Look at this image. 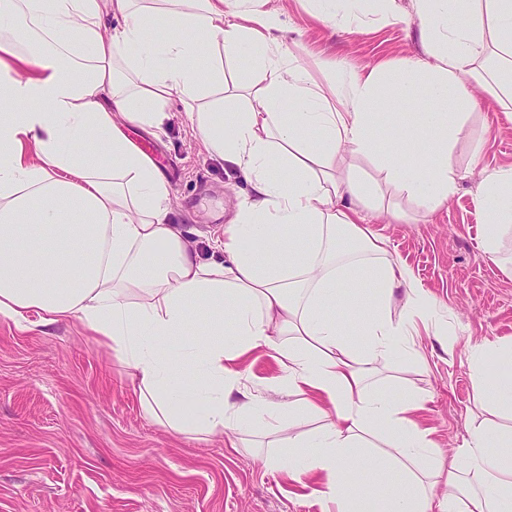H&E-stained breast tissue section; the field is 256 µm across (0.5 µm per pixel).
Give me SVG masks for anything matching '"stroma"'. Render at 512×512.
<instances>
[{
    "mask_svg": "<svg viewBox=\"0 0 512 512\" xmlns=\"http://www.w3.org/2000/svg\"><path fill=\"white\" fill-rule=\"evenodd\" d=\"M276 11L285 57L328 85L334 74L379 67L392 70L427 56L417 26L368 15L357 27L314 15L312 0H249ZM462 132L448 151L457 191L430 213L407 193L388 186L370 156L351 158L360 198L384 208L372 223L392 258L411 268L436 301L452 344L421 336L420 358H404L374 379L392 398L419 394L418 418L432 431L443 462L484 414L468 356L472 346L512 339V272L489 259L481 244V175L512 167V120L496 101L475 90ZM161 135L131 129L172 193L169 223L193 241L202 258L219 259L214 240L251 188L239 171L211 155L200 133L181 119L179 104ZM28 328L0 319V512H322L323 504L264 461L282 453L278 434L252 424L236 445L224 437L202 441L174 434L143 411L125 367L89 339L77 320ZM252 388L279 400L281 370L268 350L238 364Z\"/></svg>",
    "mask_w": 512,
    "mask_h": 512,
    "instance_id": "stroma-1",
    "label": "stroma"
}]
</instances>
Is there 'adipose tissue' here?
<instances>
[{
    "label": "adipose tissue",
    "mask_w": 512,
    "mask_h": 512,
    "mask_svg": "<svg viewBox=\"0 0 512 512\" xmlns=\"http://www.w3.org/2000/svg\"><path fill=\"white\" fill-rule=\"evenodd\" d=\"M412 2L428 59L392 80L349 76L338 92L286 61L276 12L242 0H0V318L78 320L172 432L231 439L263 420L286 449L268 467L335 512H512L511 340L470 350L474 376L490 359L504 372L478 393L487 416L456 462L437 457L417 421L420 397L371 390L378 367L418 357L417 325L441 337L448 327L358 210L347 157L375 156L388 184L433 212L456 191L448 147L474 104L461 75L512 112V0ZM228 56L258 75L240 110L222 98ZM385 85L398 102L427 99L386 146L375 135ZM175 101L207 150L252 184L221 261L201 260L168 223L169 185L126 133L162 132ZM480 202L492 258L512 223L511 168L485 174ZM367 281L370 305L344 337L328 313ZM257 349L273 351L284 401L234 369ZM308 419L317 429L299 433ZM351 465L397 472L401 487L351 485ZM438 484L444 496L432 494Z\"/></svg>",
    "instance_id": "obj_1"
}]
</instances>
